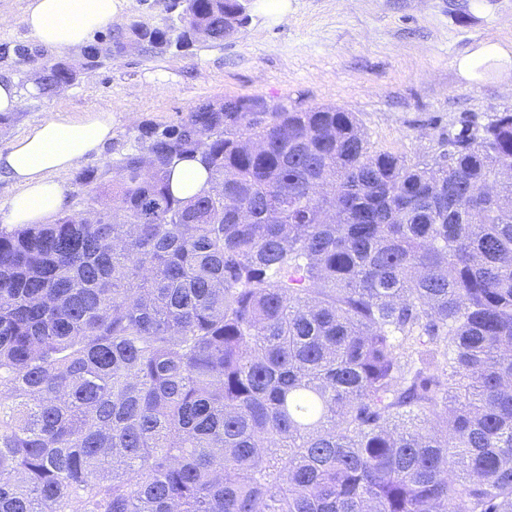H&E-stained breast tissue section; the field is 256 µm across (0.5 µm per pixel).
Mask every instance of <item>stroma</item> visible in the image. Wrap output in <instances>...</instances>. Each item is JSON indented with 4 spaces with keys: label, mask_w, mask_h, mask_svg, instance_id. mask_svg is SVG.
<instances>
[{
    "label": "stroma",
    "mask_w": 512,
    "mask_h": 512,
    "mask_svg": "<svg viewBox=\"0 0 512 512\" xmlns=\"http://www.w3.org/2000/svg\"><path fill=\"white\" fill-rule=\"evenodd\" d=\"M259 96L354 113L377 150L415 161L469 122L512 110V0H253L248 24L187 52L125 53L44 97L22 85L9 148L49 113L112 115L113 139L84 167L116 159L139 125L197 104Z\"/></svg>",
    "instance_id": "1"
}]
</instances>
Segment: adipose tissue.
I'll list each match as a JSON object with an SVG mask.
<instances>
[{
  "mask_svg": "<svg viewBox=\"0 0 512 512\" xmlns=\"http://www.w3.org/2000/svg\"><path fill=\"white\" fill-rule=\"evenodd\" d=\"M124 0H29L24 23L43 46L66 50L84 45L90 33L112 23ZM112 115L78 118L53 114L0 151V176L16 187L6 203L10 224H43L66 206L58 173L79 167L111 141Z\"/></svg>",
  "mask_w": 512,
  "mask_h": 512,
  "instance_id": "obj_1",
  "label": "adipose tissue"
}]
</instances>
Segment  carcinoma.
Instances as JSON below:
<instances>
[{"label":"carcinoma","instance_id":"cac0c4a2","mask_svg":"<svg viewBox=\"0 0 512 512\" xmlns=\"http://www.w3.org/2000/svg\"><path fill=\"white\" fill-rule=\"evenodd\" d=\"M172 6L84 68L251 8ZM447 145L410 163L340 108L207 100L76 176L112 174L111 205L1 224L0 512H512V112ZM206 181L205 172L194 162H182L174 170L172 186L176 194L186 196L198 192Z\"/></svg>","mask_w":512,"mask_h":512}]
</instances>
